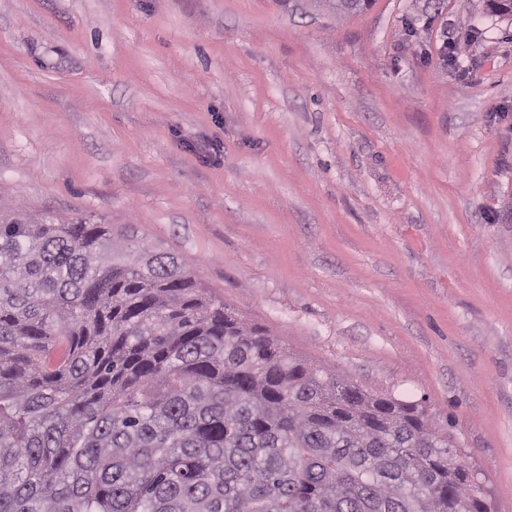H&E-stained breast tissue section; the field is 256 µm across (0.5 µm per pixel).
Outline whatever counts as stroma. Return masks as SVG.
<instances>
[{
    "label": "stroma",
    "mask_w": 512,
    "mask_h": 512,
    "mask_svg": "<svg viewBox=\"0 0 512 512\" xmlns=\"http://www.w3.org/2000/svg\"><path fill=\"white\" fill-rule=\"evenodd\" d=\"M0 198L127 226L425 400L512 512V17L486 0H0Z\"/></svg>",
    "instance_id": "obj_1"
}]
</instances>
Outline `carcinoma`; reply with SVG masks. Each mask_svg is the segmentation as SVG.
Instances as JSON below:
<instances>
[{
  "label": "carcinoma",
  "instance_id": "1",
  "mask_svg": "<svg viewBox=\"0 0 512 512\" xmlns=\"http://www.w3.org/2000/svg\"><path fill=\"white\" fill-rule=\"evenodd\" d=\"M450 427L126 227L0 200V512H491Z\"/></svg>",
  "mask_w": 512,
  "mask_h": 512
}]
</instances>
